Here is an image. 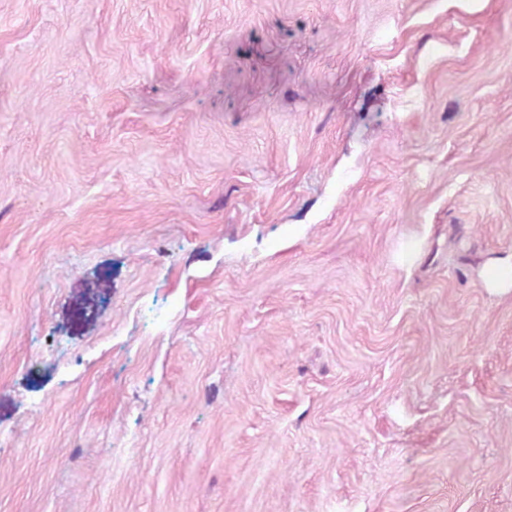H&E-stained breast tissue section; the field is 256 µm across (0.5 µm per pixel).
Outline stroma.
I'll list each match as a JSON object with an SVG mask.
<instances>
[{"label":"stroma","instance_id":"1","mask_svg":"<svg viewBox=\"0 0 512 512\" xmlns=\"http://www.w3.org/2000/svg\"><path fill=\"white\" fill-rule=\"evenodd\" d=\"M512 0H0V512H512Z\"/></svg>","mask_w":512,"mask_h":512}]
</instances>
